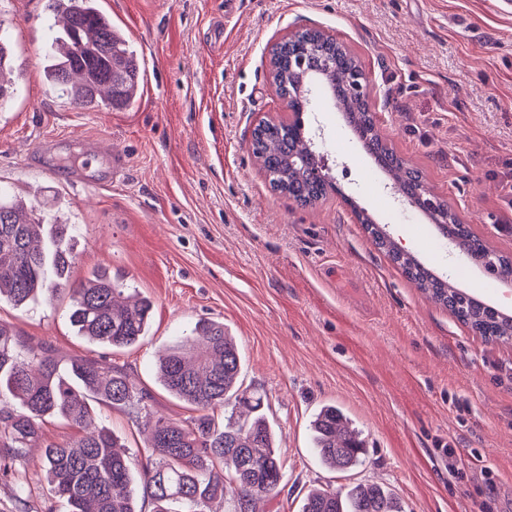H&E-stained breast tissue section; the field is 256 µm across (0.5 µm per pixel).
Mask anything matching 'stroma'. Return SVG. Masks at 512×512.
I'll return each instance as SVG.
<instances>
[{"instance_id": "obj_1", "label": "stroma", "mask_w": 512, "mask_h": 512, "mask_svg": "<svg viewBox=\"0 0 512 512\" xmlns=\"http://www.w3.org/2000/svg\"><path fill=\"white\" fill-rule=\"evenodd\" d=\"M46 0H0L14 55L15 93L0 103V192L33 200L74 227L73 279L99 271L148 297L149 330L121 350L91 343L68 320V299L0 305V323L61 361L122 368L171 419L188 407L158 383L155 361L198 320L223 323L243 359L244 389L264 397L283 477L255 512H302L314 488L378 484L403 512H512V343L488 340L410 281L373 245L368 211L436 274L512 313V290L469 268L451 272L448 245L425 215L402 211L388 177L329 103L318 115L342 187L312 205L272 190L250 148L262 119H285L270 76L272 47L314 28L357 57L370 109L398 155L418 168L496 251L512 255L501 183L512 175V6L502 0H101L138 49L143 83L123 109L73 108L44 77L58 32ZM62 141L76 163L84 141L125 156L116 181L66 186L32 160ZM339 407L367 443L364 463L324 467L310 424ZM129 452L147 441L135 411L100 406ZM40 449L0 478V512L50 503Z\"/></svg>"}]
</instances>
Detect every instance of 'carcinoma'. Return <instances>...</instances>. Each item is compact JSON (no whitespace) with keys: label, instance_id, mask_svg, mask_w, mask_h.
<instances>
[{"label":"carcinoma","instance_id":"carcinoma-1","mask_svg":"<svg viewBox=\"0 0 512 512\" xmlns=\"http://www.w3.org/2000/svg\"><path fill=\"white\" fill-rule=\"evenodd\" d=\"M49 12L60 18L61 31L46 52L45 79L79 109L104 102L126 107L140 95L139 53L133 43L102 11L98 0H47ZM306 58L300 68L293 58ZM326 58L336 99L342 101L355 134L404 191L428 192L420 172L382 141L367 98L344 94L355 57L343 44L307 30L295 42L278 44L275 77L280 95L298 103V90L319 78L313 71ZM11 48L0 36V100L14 94ZM265 171L273 174V190L302 205L323 199L333 184L313 176L302 163L288 159L310 156L306 137L285 124L258 129L253 151ZM366 230L384 252L422 291L448 307L462 322L483 336L512 341V316L495 314L453 282L431 274L417 260L400 255L377 225ZM457 246L476 262L485 258L486 243L462 223L452 225ZM72 225L47 224L32 203L0 195V304L27 307L50 302L59 291L70 298L69 321L76 332L112 349L136 344L145 336L153 306L137 292L129 293L104 273L95 272L75 284ZM192 334L199 345L182 342L168 347L159 361L162 386L188 405L194 416L176 420L148 412V393L119 367L74 358L65 363L41 346H29L0 324V392L19 400L20 409L0 406V474L27 448L42 449L40 471L53 496L66 501L69 512H140L137 493L154 505L153 512H209L207 504L224 496V470L232 471L237 499L234 512H248L255 496L269 495L282 479L281 457L273 427L261 412L262 398L240 392L242 357L224 324L199 321ZM145 412L149 455L144 463L116 451L117 438L106 427L69 442H49L42 426L58 418L82 428L96 407ZM228 412L219 420L215 412ZM312 445L320 461L334 471L362 463L361 432L349 425L334 405H324L310 425ZM302 512H402L398 498L375 484H357L347 491L313 490Z\"/></svg>","mask_w":512,"mask_h":512}]
</instances>
